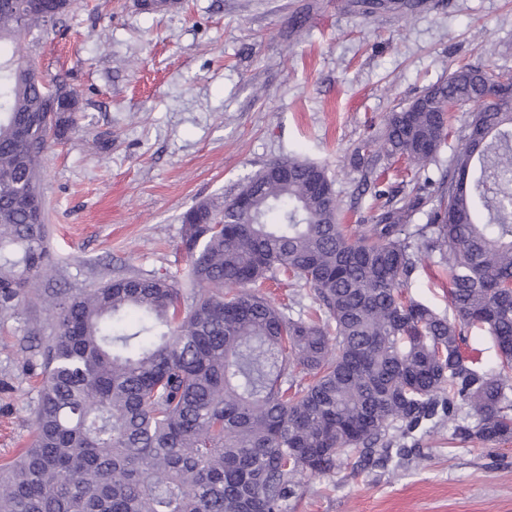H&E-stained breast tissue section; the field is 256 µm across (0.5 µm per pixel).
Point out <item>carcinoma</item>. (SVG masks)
I'll return each mask as SVG.
<instances>
[{"mask_svg": "<svg viewBox=\"0 0 512 512\" xmlns=\"http://www.w3.org/2000/svg\"><path fill=\"white\" fill-rule=\"evenodd\" d=\"M70 6L0 4V314L34 291L55 322L31 444L0 465V512H288L302 476L333 474L348 452L368 462L398 425L462 408L475 424L457 436L512 442V103L495 96L512 72L456 65L389 113L366 168L397 158L423 181L369 224H342L325 168L290 157L248 178V211L233 198L182 214L186 282L45 293L44 209L22 199L42 196L44 151L77 128L80 104L14 44ZM449 105L472 107L455 132ZM451 136L435 182L426 172ZM424 261L448 274L453 316L405 296ZM280 275L328 320L272 302L264 284ZM473 328L493 338L497 369L464 356Z\"/></svg>", "mask_w": 512, "mask_h": 512, "instance_id": "obj_1", "label": "carcinoma"}]
</instances>
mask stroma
I'll return each mask as SVG.
<instances>
[{
    "label": "stroma",
    "mask_w": 512,
    "mask_h": 512,
    "mask_svg": "<svg viewBox=\"0 0 512 512\" xmlns=\"http://www.w3.org/2000/svg\"><path fill=\"white\" fill-rule=\"evenodd\" d=\"M43 77L79 94L80 120L47 153L43 192L50 286L129 274L185 276L181 214L223 205L269 163L325 166L341 222L368 223L376 190L352 163L393 110L445 80L449 66L512 71V0H388L364 15L346 0H72L51 30L18 42ZM449 313L448 280L419 264L407 288ZM42 305L0 316V464L32 439ZM454 421L390 431L408 447L332 478L305 477L288 512H512V443H462Z\"/></svg>",
    "instance_id": "1"
}]
</instances>
